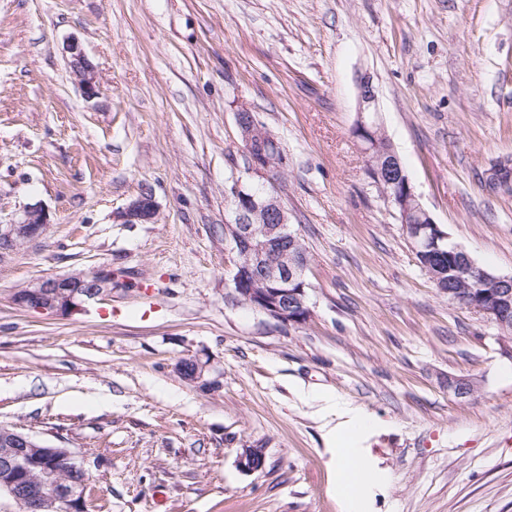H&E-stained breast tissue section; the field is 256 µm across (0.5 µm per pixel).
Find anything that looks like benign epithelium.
<instances>
[{"label":"benign epithelium","mask_w":512,"mask_h":512,"mask_svg":"<svg viewBox=\"0 0 512 512\" xmlns=\"http://www.w3.org/2000/svg\"><path fill=\"white\" fill-rule=\"evenodd\" d=\"M71 72L90 99L100 93L94 64L80 42L73 38L65 44ZM356 126L372 133L365 142L367 174L383 189L403 224L412 248L422 259L433 257L439 244L448 239L442 227L422 206L409 177L404 175L399 157L383 148L374 129L381 127L378 119V97L373 77L361 73L356 78ZM243 149L248 158L247 171L264 181L265 193L252 194L250 187L236 182L233 193L240 204L232 222L224 225V242L234 254L235 293L243 302L264 312L278 322L295 326L311 321L312 310L306 299L308 259L297 253L298 238L290 232L288 212L276 195L277 181L284 174L288 161L284 152L266 156L257 148L255 135L260 125L248 108L236 112ZM262 214L263 223H252ZM158 216V204L150 189H145L120 211L113 214L118 224H152ZM49 214L40 205L24 209L18 224L0 225V252H9L22 243L45 234ZM465 273L474 287L439 288L448 300L475 310L499 327L505 337L512 336V276L498 275L479 267L467 252L453 246ZM248 257L242 264L240 258ZM117 273L110 267L64 276L36 279L12 295L13 303L23 309L71 315L89 301L112 296ZM177 371L187 382L213 391L219 379L207 377V365L196 358H184ZM448 388L460 398L471 396L477 383L471 378L448 377ZM237 464L245 472L261 470L265 456L261 448H243ZM90 478L85 463L76 460L63 448L46 444L37 437L18 430L0 431V493L19 502L24 512H78L83 508L84 494Z\"/></svg>","instance_id":"1"}]
</instances>
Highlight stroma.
<instances>
[{"label": "stroma", "mask_w": 512, "mask_h": 512, "mask_svg": "<svg viewBox=\"0 0 512 512\" xmlns=\"http://www.w3.org/2000/svg\"><path fill=\"white\" fill-rule=\"evenodd\" d=\"M101 91L86 99L64 44ZM370 73L382 127L451 243L512 274V0H0V224L50 225L0 255V424L84 459L87 512H345L326 396L370 415L386 484L365 512H512V341L417 263L352 129ZM280 141L277 192L309 253L308 324L238 299L224 245L251 183L235 113ZM152 190V224L115 212ZM109 267L60 316L31 280ZM208 362L217 390L176 372ZM469 377L467 398L448 387ZM263 449L247 473L241 448ZM64 52L69 59L71 72L83 90L86 98L96 97L100 93L94 64L86 55L80 42L73 38L65 44Z\"/></svg>", "instance_id": "obj_1"}]
</instances>
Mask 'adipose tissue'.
I'll return each instance as SVG.
<instances>
[{
	"instance_id": "obj_1",
	"label": "adipose tissue",
	"mask_w": 512,
	"mask_h": 512,
	"mask_svg": "<svg viewBox=\"0 0 512 512\" xmlns=\"http://www.w3.org/2000/svg\"><path fill=\"white\" fill-rule=\"evenodd\" d=\"M338 423L331 429L335 444L336 491L349 512H356L366 498V489L373 473L370 449L360 447L358 437L370 431L375 422L356 411L336 408Z\"/></svg>"
}]
</instances>
